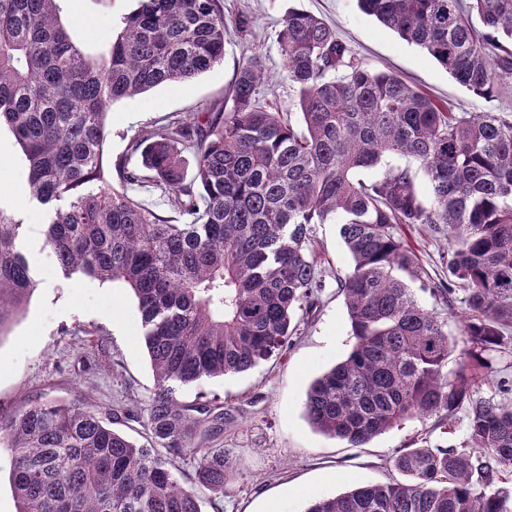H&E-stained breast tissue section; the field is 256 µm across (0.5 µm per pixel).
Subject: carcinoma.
<instances>
[{
	"mask_svg": "<svg viewBox=\"0 0 512 512\" xmlns=\"http://www.w3.org/2000/svg\"><path fill=\"white\" fill-rule=\"evenodd\" d=\"M60 2L0 0V126L23 151L62 273L133 291L156 384L141 409L148 445L88 403L37 402L0 416L17 512H203L200 488L222 512L228 456L201 442L224 430V410L185 403L180 388L246 372L297 334L296 312L322 288L314 224L339 225L352 257L340 290L354 343L310 384V424L352 446L461 408L467 424L458 447L396 451L391 463L406 481L357 487L305 512H512V487L500 486L512 473V401L472 394L486 354L512 342V116L452 112L294 8L278 44L301 123L261 105L255 54L237 70L229 108L156 127L134 144L136 162L118 166L116 187L104 164L113 103L223 60L222 0H138L96 58L62 22ZM357 2L477 95L512 79V0ZM186 150L196 160L189 180ZM387 154L418 164L428 197L408 165L357 177ZM143 170L176 218L129 195ZM396 224L446 229L453 242L448 284L432 289L465 309L452 373L447 323L409 285L417 262ZM23 232L0 216V328L37 287L17 248ZM187 456L189 485L173 464Z\"/></svg>",
	"mask_w": 512,
	"mask_h": 512,
	"instance_id": "cac0c4a2",
	"label": "carcinoma"
}]
</instances>
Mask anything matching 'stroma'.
I'll use <instances>...</instances> for the list:
<instances>
[{"mask_svg": "<svg viewBox=\"0 0 512 512\" xmlns=\"http://www.w3.org/2000/svg\"><path fill=\"white\" fill-rule=\"evenodd\" d=\"M136 6V0H62L61 19L94 56ZM293 8L322 18L358 58L400 76L451 111L512 114V80L504 81L497 97L475 95L423 49L364 14L357 0H224L230 23L243 13L251 17L250 34L239 36L230 26L224 58L209 71L115 102L107 121L105 163H118L134 140L156 126L189 120L222 104L238 66L255 54L266 72L261 98L276 110L295 112V94L278 44V33ZM0 216L23 224L21 250L38 284L0 329V415L34 402L81 401L112 413L115 429L144 442L143 420L124 416L125 410L144 406L155 388L134 294L120 282L63 277L44 243V214L30 199L22 151L5 127L0 129ZM394 233L417 255L421 278L412 287L419 302L438 312L447 322L449 338L459 341L462 304H442L431 293L448 279L447 233L405 224L397 225ZM312 245L324 288L317 309L305 314L285 353L249 371L205 379L181 391L187 402L223 404L229 416L223 432L205 442L229 454L224 512H305L314 500L398 479L390 462L397 449L457 446L466 438L460 410L445 421L434 416L405 421L357 447L309 423L305 400L310 384L344 360L353 343L339 289L353 260L337 225H314Z\"/></svg>", "mask_w": 512, "mask_h": 512, "instance_id": "stroma-1", "label": "stroma"}]
</instances>
